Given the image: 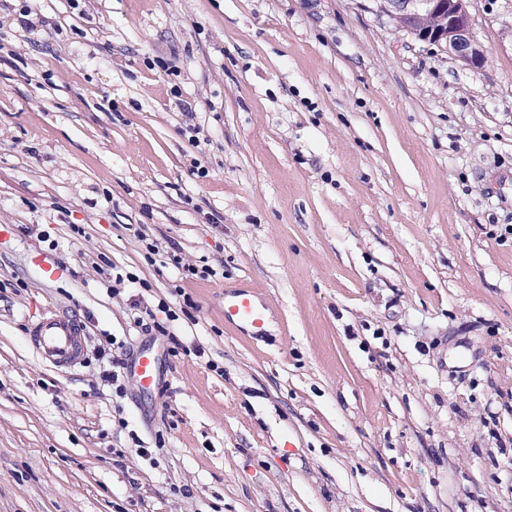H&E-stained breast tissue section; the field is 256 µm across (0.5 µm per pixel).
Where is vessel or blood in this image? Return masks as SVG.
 <instances>
[{"label": "vessel or blood", "mask_w": 512, "mask_h": 512, "mask_svg": "<svg viewBox=\"0 0 512 512\" xmlns=\"http://www.w3.org/2000/svg\"><path fill=\"white\" fill-rule=\"evenodd\" d=\"M224 321L254 336L266 332L265 306L251 288H238L224 294ZM28 336L36 353L44 361L58 368H69L83 357L86 332L81 323L70 314L42 313L31 323ZM131 372L143 388H151L159 372V359L153 352L142 353L135 360Z\"/></svg>", "instance_id": "obj_1"}]
</instances>
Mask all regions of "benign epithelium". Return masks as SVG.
<instances>
[{
  "mask_svg": "<svg viewBox=\"0 0 512 512\" xmlns=\"http://www.w3.org/2000/svg\"><path fill=\"white\" fill-rule=\"evenodd\" d=\"M398 31L429 41L461 64L480 68L488 51L476 39L469 0H373Z\"/></svg>",
  "mask_w": 512,
  "mask_h": 512,
  "instance_id": "7a95c632",
  "label": "benign epithelium"
}]
</instances>
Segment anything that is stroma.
<instances>
[{
    "mask_svg": "<svg viewBox=\"0 0 512 512\" xmlns=\"http://www.w3.org/2000/svg\"><path fill=\"white\" fill-rule=\"evenodd\" d=\"M470 12L478 69L362 0H0V512H512V0ZM177 287L198 357L130 323ZM170 261V263L163 260L162 262L164 264H171L175 268H177L180 272V269L182 270L180 273L183 275L182 279H201V280H207L211 278L212 276L217 275V271L210 265L204 264L199 266L194 265H183L181 262V257L176 253L174 250L173 252H167L166 258ZM224 323L262 336L266 332V308L253 288H237L224 293ZM28 336L36 353L58 368H70L83 357L86 332L70 314L44 312L31 323ZM159 359L153 352L142 353L131 366V372L136 382L142 388H151L159 372Z\"/></svg>",
    "mask_w": 512,
    "mask_h": 512,
    "instance_id": "1",
    "label": "stroma"
}]
</instances>
